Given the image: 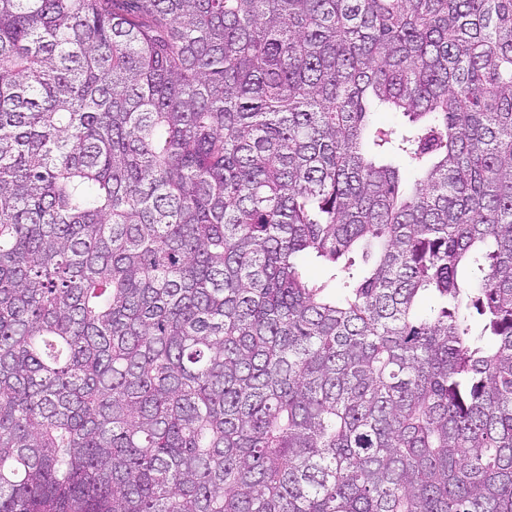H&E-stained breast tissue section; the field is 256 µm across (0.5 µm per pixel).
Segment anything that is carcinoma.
<instances>
[{
    "label": "carcinoma",
    "mask_w": 512,
    "mask_h": 512,
    "mask_svg": "<svg viewBox=\"0 0 512 512\" xmlns=\"http://www.w3.org/2000/svg\"><path fill=\"white\" fill-rule=\"evenodd\" d=\"M0 512H512V0H0Z\"/></svg>",
    "instance_id": "cac0c4a2"
}]
</instances>
